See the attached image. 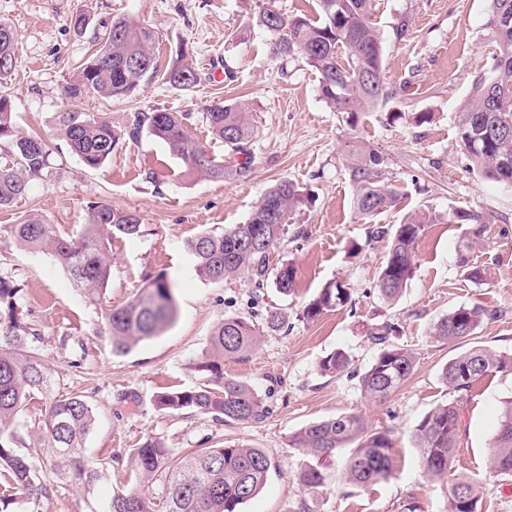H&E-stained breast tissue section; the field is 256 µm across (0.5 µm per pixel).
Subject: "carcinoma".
Segmentation results:
<instances>
[{
	"label": "carcinoma",
	"mask_w": 512,
	"mask_h": 512,
	"mask_svg": "<svg viewBox=\"0 0 512 512\" xmlns=\"http://www.w3.org/2000/svg\"><path fill=\"white\" fill-rule=\"evenodd\" d=\"M315 19L289 15L273 6L264 7L258 22L273 37V53L299 58L319 75L320 97L337 112L355 118L392 97L384 75L381 35L372 22V0H318ZM490 26L499 54L490 76L475 83L458 123L457 138L473 166L486 178L502 182L512 178V0H492ZM156 32L132 18L112 21L99 52L108 56L105 66L90 58L65 94L77 101L88 93L110 99L128 97L145 84L159 79L178 90H189L200 81L199 69L184 50L164 72H159L155 56ZM17 34L0 24V58L8 70L16 68ZM186 116L158 110L138 113L122 129L102 117L87 112H65L60 118L61 136L83 165L101 168L112 156L120 140L138 139L142 132L165 142L184 162L183 177L222 181L246 177L251 172L250 145L254 126L245 105L216 102L203 113L210 135L224 142L232 156L244 160L213 158L196 141L185 125ZM385 158L375 150L356 155L349 166L355 188L354 206L360 219L371 223L395 206L400 191L382 180ZM52 174L50 149L40 137L22 133L14 121L11 100L0 91V208L26 195L35 181ZM312 205L308 193L284 180L264 193L243 224L221 230H204L186 242L196 275L217 283L248 277L254 285L248 304L253 318L229 316L211 332L209 348L196 368L207 374L206 381L193 389H175L156 399L162 410L179 412L195 409L220 422H261L270 407L250 383L224 375V359H244L260 344L261 338L278 333L287 313L264 305L261 289L272 283L283 296L295 293L296 270L288 262L269 269L273 248L288 233L291 217ZM431 217L424 213L403 223L380 225L373 238L384 240L388 251L376 283L378 298L392 303L412 278L415 244ZM19 247L52 256L69 274L84 298L93 304L104 302L112 275L108 248L112 238L139 237L142 221L136 214L107 202L89 206L86 224L76 235L58 234L36 212L19 223L3 227ZM20 289L0 278V512H16L21 505L49 495L42 480L50 469L57 481L72 483L86 495H94L103 466L85 455L84 440L94 424L92 408L85 397L53 393L51 369L29 342L31 327L19 318ZM349 287L342 281L327 283L299 309V317L312 320L323 312L349 303ZM498 311L483 305L464 304L440 317L430 335L448 343L469 341L485 321L497 318ZM178 317L175 284L164 275L148 279L141 291L126 304L105 309V323L112 351L123 355L140 342L158 336ZM399 326L384 321L372 326L368 338L376 355L359 377L362 395L383 401L413 372L414 352L395 342ZM349 358L333 352L320 362L325 374H349ZM512 373V354L500 353L473 343L442 367L441 379L455 393H467L489 373ZM42 397L48 401L46 417L31 453L22 436V415L27 404ZM459 405L450 402L434 408L413 428L411 439L419 448L424 476L447 482L448 512H476L479 485L467 478H449L459 442ZM392 431L372 430L358 415H339L307 424L289 437V447L318 464H306L296 473L297 481L314 489L325 483L323 465L343 448L354 445L342 472L343 479L358 488H370L393 476ZM127 465L133 487L99 502L91 512H241L242 505L264 488L272 462L260 448L244 446L198 448L177 452L157 437H148L128 455ZM487 469L498 476L512 477V400L503 402L498 428L492 438ZM165 475L159 491L147 495L138 487L155 476Z\"/></svg>",
	"instance_id": "cac0c4a2"
}]
</instances>
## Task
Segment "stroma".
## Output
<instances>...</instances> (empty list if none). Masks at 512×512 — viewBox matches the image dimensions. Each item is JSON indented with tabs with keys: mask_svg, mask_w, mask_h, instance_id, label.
Here are the masks:
<instances>
[{
	"mask_svg": "<svg viewBox=\"0 0 512 512\" xmlns=\"http://www.w3.org/2000/svg\"><path fill=\"white\" fill-rule=\"evenodd\" d=\"M264 0H0V21L18 34L17 66L4 85L23 132L46 138L53 150L54 175L34 182L29 192L0 208V228L31 211L42 214L63 234L78 231L90 205L107 201L134 212L142 221L137 238L112 241V276L105 305L125 304L147 278L165 274L175 283L176 322L160 336L125 355L112 351L105 305L87 302L53 257L0 239V276L21 287L24 322L36 332L32 346L51 368L54 391L84 395L95 424L86 454L104 466L97 497L109 499L130 486L127 455L148 437L168 447L263 449L273 467L262 491L242 512H298L308 502L315 512H446V486L427 481L421 456L411 440L414 426L433 408L461 406L459 445L451 477L478 481L477 512H512V487L486 468L490 442L504 401L512 399V375L492 373L470 392L457 395L441 380L443 365L465 350L430 334L432 324L462 304L499 310L478 330L481 345L512 353V187L482 176L457 138L459 116L476 79L490 72L496 49L489 24L491 0H374L372 19L383 36L387 82L398 94L387 104L349 124L320 98L318 74L303 61L282 65L271 52V35L256 23ZM83 25H76V18ZM132 17L153 28L159 68L171 65L186 48L202 74L184 92L153 82L136 94L80 101L65 95L79 66L109 30L113 20ZM407 21L397 39L394 27ZM245 103L256 127L252 172L244 179H184V164L167 145L149 134L123 140L100 169H87L61 138L59 118L90 112L123 127L137 113L166 110L188 114L187 128L214 156H225L210 137L203 112L215 100ZM400 120H392V113ZM431 112L434 120L415 125L412 113ZM385 157V178L403 193L398 205L381 214L382 224H398L412 212L436 221L427 225L415 248L412 279L399 300L379 301L375 284L386 244L371 238L370 225L356 215L348 162L356 149ZM290 180L313 194L311 208L297 212L287 236L272 250L271 266L293 263L298 291L285 298L266 288L270 303L284 308L288 327L264 337L243 360L224 362L225 375L251 383L266 397L271 413L260 423H220L194 410H158L156 396L170 389L200 386L195 367L209 346L216 323L227 316L249 317V289L243 281L200 280L185 250L201 231L248 219L264 192ZM485 216L481 228L453 222L454 211ZM480 230L469 264L485 272L483 283L469 280L461 266L462 243ZM359 245L351 255V245ZM351 288V303L312 320L298 316L329 281ZM392 321L398 342L416 356L413 373L385 402L366 400L358 375L371 363L372 325ZM335 351L351 361L350 375L323 374L319 363ZM355 413L374 430L392 432V478L362 489L340 477L346 451L324 466L322 487L300 485L303 462L288 437L306 424ZM80 488L55 483L49 496L25 504L24 512H90Z\"/></svg>",
	"mask_w": 512,
	"mask_h": 512,
	"instance_id": "1",
	"label": "stroma"
}]
</instances>
